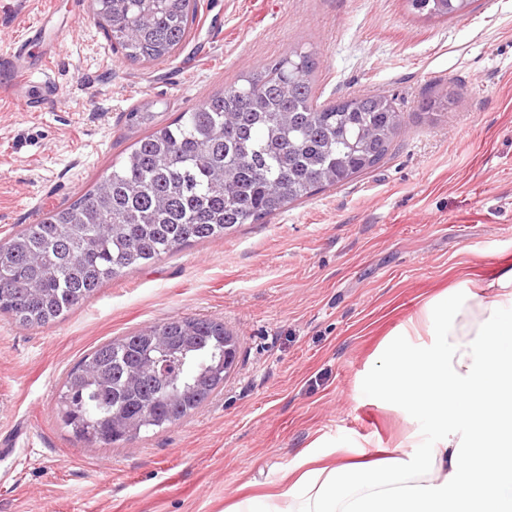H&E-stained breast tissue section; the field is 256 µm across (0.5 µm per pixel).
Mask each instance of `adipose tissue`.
I'll return each mask as SVG.
<instances>
[{"label": "adipose tissue", "instance_id": "1", "mask_svg": "<svg viewBox=\"0 0 512 512\" xmlns=\"http://www.w3.org/2000/svg\"><path fill=\"white\" fill-rule=\"evenodd\" d=\"M364 386L425 420L429 442L408 460L310 471L235 512H512V269L426 302Z\"/></svg>", "mask_w": 512, "mask_h": 512}]
</instances>
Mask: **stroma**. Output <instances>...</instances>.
I'll list each match as a JSON object with an SVG mask.
<instances>
[{"mask_svg":"<svg viewBox=\"0 0 512 512\" xmlns=\"http://www.w3.org/2000/svg\"><path fill=\"white\" fill-rule=\"evenodd\" d=\"M0 0V54L35 28L76 27L49 63L58 94L25 112L0 97V240L92 188L138 137L294 49L315 94H384L404 131L357 180L260 224L195 242L105 282L39 328L0 314V512H229L277 495L304 452L335 467L387 458L425 429L364 377L422 303L512 267V0L427 20L406 0H197L171 58L113 49L88 0ZM460 91L429 120L419 105ZM208 317L237 339L224 386L179 424L119 446L76 440L55 400L93 348L166 318Z\"/></svg>","mask_w":512,"mask_h":512,"instance_id":"stroma-1","label":"stroma"}]
</instances>
